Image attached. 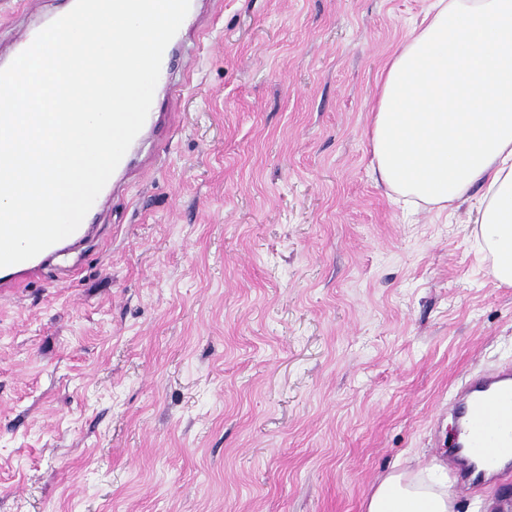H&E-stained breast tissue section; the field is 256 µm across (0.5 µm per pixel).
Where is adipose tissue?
Instances as JSON below:
<instances>
[{"label":"adipose tissue","instance_id":"ef3b65f1","mask_svg":"<svg viewBox=\"0 0 512 512\" xmlns=\"http://www.w3.org/2000/svg\"><path fill=\"white\" fill-rule=\"evenodd\" d=\"M368 135L373 173L405 211L472 201L477 251L512 288V0H431L381 72ZM365 510L455 512V500L404 470Z\"/></svg>","mask_w":512,"mask_h":512}]
</instances>
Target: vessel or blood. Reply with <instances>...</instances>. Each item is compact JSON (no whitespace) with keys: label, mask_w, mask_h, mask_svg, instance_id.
<instances>
[{"label":"vessel or blood","mask_w":512,"mask_h":512,"mask_svg":"<svg viewBox=\"0 0 512 512\" xmlns=\"http://www.w3.org/2000/svg\"><path fill=\"white\" fill-rule=\"evenodd\" d=\"M207 33L206 27L196 25L194 15L186 16L178 31L179 36H191L193 43L192 50L181 56L186 76L196 69L198 49ZM170 63V58H163L158 85L168 100L176 101L186 83L173 78ZM94 233V225L81 224L70 236L34 258L0 269V293L37 276L58 253L80 246ZM451 407L461 421V431L449 464L458 487L473 495L487 482L486 465L512 460V367L473 377L454 395Z\"/></svg>","instance_id":"1"}]
</instances>
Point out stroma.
<instances>
[{"mask_svg": "<svg viewBox=\"0 0 512 512\" xmlns=\"http://www.w3.org/2000/svg\"><path fill=\"white\" fill-rule=\"evenodd\" d=\"M427 0H197L156 158L55 270L0 296V512H364L448 463V402L512 365L468 204L369 170L377 77ZM168 137L157 151L160 137ZM456 512H507L512 471ZM191 31L193 32V35H194L193 38H190L191 43L196 47V49L188 50L181 55L180 61H181L183 70L186 74L184 81L183 80H175L173 78L172 72L170 70L171 53H172L171 47H172L173 39L170 41V43L166 47L164 55H163L160 77H159L158 83L156 85V89L161 87L163 89L164 95L168 99V101H178L180 99V97L183 95L184 88L190 82L191 76L195 72L197 60H198V54L202 50V47H203V38L210 31L209 27L196 26L195 13L191 12V4H190V10L188 12V15L186 16L185 20L183 21L180 29L178 30V32L176 34V35L180 36V40H181L183 47L186 43H188L186 34L188 32L190 33Z\"/></svg>", "mask_w": 512, "mask_h": 512, "instance_id": "stroma-1", "label": "stroma"}]
</instances>
